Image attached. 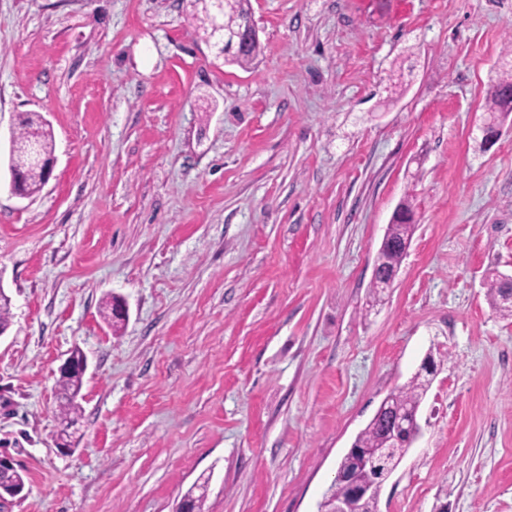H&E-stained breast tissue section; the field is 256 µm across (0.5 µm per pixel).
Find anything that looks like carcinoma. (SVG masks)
Returning a JSON list of instances; mask_svg holds the SVG:
<instances>
[{"instance_id": "cac0c4a2", "label": "carcinoma", "mask_w": 512, "mask_h": 512, "mask_svg": "<svg viewBox=\"0 0 512 512\" xmlns=\"http://www.w3.org/2000/svg\"><path fill=\"white\" fill-rule=\"evenodd\" d=\"M248 0H232L224 8V29L236 31L249 24L247 9ZM258 42H238L227 46L223 52L231 55L234 61L241 65L249 63L257 53ZM487 118L498 119L512 112V71L501 75L491 86L487 97ZM37 144L41 153L52 155V134L47 124L36 122L29 118L22 123L19 134L13 140L10 152L9 166L12 168L23 164L27 158L31 144ZM25 176L21 189L25 195L31 196L41 189L45 181V173L33 166L24 167ZM402 218L388 225L385 250L380 256L381 268L388 271L400 266L414 230L411 220L405 215L413 212L407 202L401 204ZM487 298L492 309L504 318L512 319V281L504 282L499 273L494 271L488 276ZM83 372L64 371L60 377V393H62L59 411L62 420L72 424L74 416L80 410L78 397L82 388ZM431 385L430 373L421 371L403 386L390 394L389 410L373 417L367 426L356 436L354 445L359 453H347L339 464V470L346 472L349 477L370 488V496L359 506L358 512H377L379 489L382 482L378 480L374 468L363 462V457L374 448H390L384 459H374V464L387 467L401 460L412 443L410 436H405L401 442L393 445L388 443L391 418L399 413L414 416L426 396ZM346 494V486L339 480L335 481L325 493L319 507L323 512H331L336 501Z\"/></svg>"}]
</instances>
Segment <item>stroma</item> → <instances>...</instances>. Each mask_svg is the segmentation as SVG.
I'll return each instance as SVG.
<instances>
[{
	"mask_svg": "<svg viewBox=\"0 0 512 512\" xmlns=\"http://www.w3.org/2000/svg\"><path fill=\"white\" fill-rule=\"evenodd\" d=\"M259 55H215L191 0H0L5 512H318L426 356L420 434L378 512H512V0H251ZM54 169L9 189L18 114ZM416 226L371 298L401 202ZM124 300L125 321L101 315ZM88 361L59 453V368ZM487 116L479 127L484 144L495 142L501 132L502 124L495 120L512 112V68L503 73L491 86L487 97ZM47 127V124L35 122L32 118H28L22 123V128L14 138L10 152L9 166L11 168L20 167L25 162L33 142L38 145L42 154L52 156V134ZM487 298L496 313L512 319V281L503 282L498 272H491L488 276Z\"/></svg>",
	"mask_w": 512,
	"mask_h": 512,
	"instance_id": "obj_1",
	"label": "stroma"
}]
</instances>
